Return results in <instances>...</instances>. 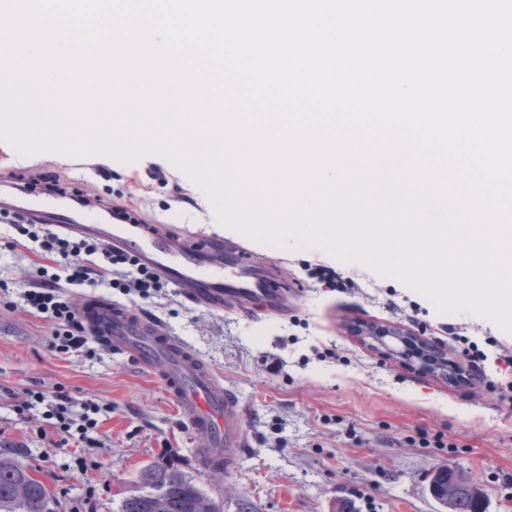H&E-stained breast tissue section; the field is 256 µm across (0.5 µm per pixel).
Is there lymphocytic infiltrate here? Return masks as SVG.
I'll list each match as a JSON object with an SVG mask.
<instances>
[{
    "label": "lymphocytic infiltrate",
    "instance_id": "lymphocytic-infiltrate-1",
    "mask_svg": "<svg viewBox=\"0 0 512 512\" xmlns=\"http://www.w3.org/2000/svg\"><path fill=\"white\" fill-rule=\"evenodd\" d=\"M24 245L38 248L39 253L62 272L69 285L76 287H117L150 299L161 293L164 283L150 268L140 265L130 255L104 247L93 238L72 240L51 232L42 224L19 223L15 226ZM23 300L33 313L53 322L55 329L50 340L53 349L81 352L94 356L87 337L81 336L76 312L61 301L54 280H45L40 288L24 293ZM70 397H59L55 403V423L45 439L55 436H78L88 447H100L96 437L97 414L101 407L94 401H83L82 412H75Z\"/></svg>",
    "mask_w": 512,
    "mask_h": 512
}]
</instances>
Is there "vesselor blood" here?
Listing matches in <instances>:
<instances>
[{
    "label": "vessel or blood",
    "instance_id": "vessel-or-blood-1",
    "mask_svg": "<svg viewBox=\"0 0 512 512\" xmlns=\"http://www.w3.org/2000/svg\"><path fill=\"white\" fill-rule=\"evenodd\" d=\"M0 210L125 251L153 268L185 300L210 310H223L230 295L239 298L244 311L257 304L270 314L283 309L280 284L271 277H255L245 249L226 255L221 236L199 239L175 227L130 224L125 211L113 206L103 212L94 206L77 210L60 201L25 206L10 183L0 186ZM80 322L88 335L114 353L159 369L168 394L191 413V429L209 441L201 456L204 468L230 470L236 466L246 446L244 409L192 349L144 315L101 297L85 299Z\"/></svg>",
    "mask_w": 512,
    "mask_h": 512
}]
</instances>
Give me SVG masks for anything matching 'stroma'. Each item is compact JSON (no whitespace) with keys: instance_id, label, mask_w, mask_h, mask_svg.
I'll return each mask as SVG.
<instances>
[{"instance_id":"obj_1","label":"stroma","mask_w":512,"mask_h":512,"mask_svg":"<svg viewBox=\"0 0 512 512\" xmlns=\"http://www.w3.org/2000/svg\"><path fill=\"white\" fill-rule=\"evenodd\" d=\"M20 173L32 200L47 197L53 179L150 223L223 236L289 285L276 316L242 313L232 297L215 312L174 291L149 300L98 291L186 342L239 397L247 448L219 479L199 466L207 442L157 371L104 345L94 359L50 350L48 321L21 298L38 282L42 259L12 247L14 231L0 222V448L48 486L56 512H119L123 499L144 492L141 468L166 461L218 497L222 512H441L429 483L449 462L474 477L483 512H512V390L497 389L512 382L497 360L499 346L512 351V334L469 314H439L399 281L321 251L265 246L222 227L203 192L157 155L131 165L104 156L22 157L0 142V183ZM319 265L332 268L334 283L317 277ZM357 321L403 324L460 362L465 336L488 359L477 382L453 384L369 350L349 332ZM31 390L105 406L102 447L44 441L45 405L21 408ZM77 449L97 468L73 471Z\"/></svg>"}]
</instances>
